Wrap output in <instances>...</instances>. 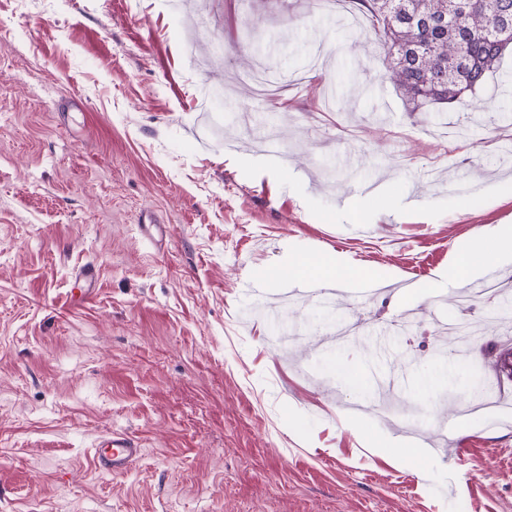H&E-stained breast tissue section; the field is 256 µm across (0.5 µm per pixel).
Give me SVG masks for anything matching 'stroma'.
Wrapping results in <instances>:
<instances>
[{
  "mask_svg": "<svg viewBox=\"0 0 512 512\" xmlns=\"http://www.w3.org/2000/svg\"><path fill=\"white\" fill-rule=\"evenodd\" d=\"M359 15L0 0V512H512V259L474 310L438 282L512 225V53L410 112ZM291 250L364 297L266 284ZM115 432L143 453L113 474ZM143 452L141 445L123 433H112L93 449V455L102 470L119 473L127 470Z\"/></svg>",
  "mask_w": 512,
  "mask_h": 512,
  "instance_id": "stroma-1",
  "label": "stroma"
}]
</instances>
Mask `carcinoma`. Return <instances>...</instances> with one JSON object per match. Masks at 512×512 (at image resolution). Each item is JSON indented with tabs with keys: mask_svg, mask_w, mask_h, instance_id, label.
I'll list each match as a JSON object with an SVG mask.
<instances>
[{
	"mask_svg": "<svg viewBox=\"0 0 512 512\" xmlns=\"http://www.w3.org/2000/svg\"><path fill=\"white\" fill-rule=\"evenodd\" d=\"M382 32L386 76L410 112L460 104L481 88L512 49V0H407L413 18L395 16L386 0H359ZM460 6L458 27L422 26L418 18L440 16Z\"/></svg>",
	"mask_w": 512,
	"mask_h": 512,
	"instance_id": "carcinoma-1",
	"label": "carcinoma"
}]
</instances>
